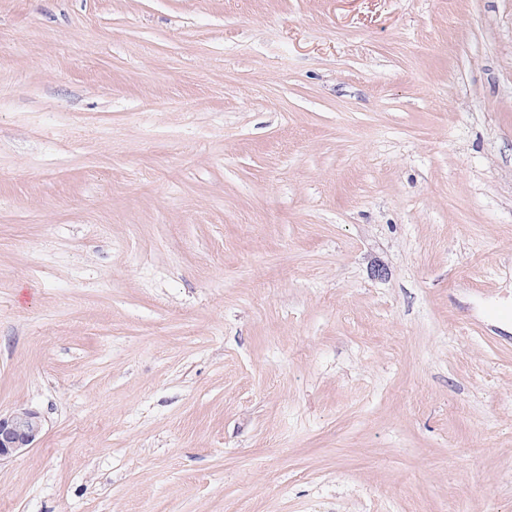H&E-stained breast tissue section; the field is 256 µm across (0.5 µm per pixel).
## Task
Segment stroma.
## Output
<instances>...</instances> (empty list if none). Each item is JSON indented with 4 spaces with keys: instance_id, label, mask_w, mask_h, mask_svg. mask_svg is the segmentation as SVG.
<instances>
[{
    "instance_id": "obj_1",
    "label": "stroma",
    "mask_w": 512,
    "mask_h": 512,
    "mask_svg": "<svg viewBox=\"0 0 512 512\" xmlns=\"http://www.w3.org/2000/svg\"><path fill=\"white\" fill-rule=\"evenodd\" d=\"M512 0H0V512H512ZM43 425L41 414L31 408H19L7 417L0 414V463L32 448Z\"/></svg>"
}]
</instances>
